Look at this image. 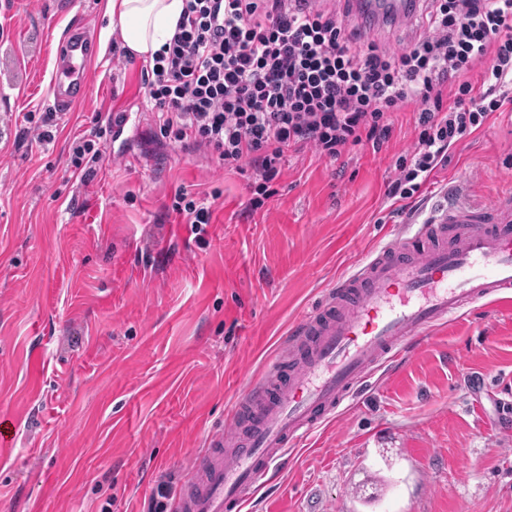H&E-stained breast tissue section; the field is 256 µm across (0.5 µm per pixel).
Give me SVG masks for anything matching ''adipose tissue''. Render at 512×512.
Returning <instances> with one entry per match:
<instances>
[{"label": "adipose tissue", "mask_w": 512, "mask_h": 512, "mask_svg": "<svg viewBox=\"0 0 512 512\" xmlns=\"http://www.w3.org/2000/svg\"><path fill=\"white\" fill-rule=\"evenodd\" d=\"M183 0H106L105 12L131 56L146 60L173 36Z\"/></svg>", "instance_id": "ef3b65f1"}]
</instances>
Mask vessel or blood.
Masks as SVG:
<instances>
[{"label":"vessel or blood","mask_w":512,"mask_h":512,"mask_svg":"<svg viewBox=\"0 0 512 512\" xmlns=\"http://www.w3.org/2000/svg\"><path fill=\"white\" fill-rule=\"evenodd\" d=\"M373 18L400 17L410 0H361ZM51 77L56 111L86 101L96 45L72 28ZM512 306V191L489 205L447 198L367 254L251 378L183 485L179 512H243L290 448L371 378L404 360L449 319L481 305Z\"/></svg>","instance_id":"vessel-or-blood-1"}]
</instances>
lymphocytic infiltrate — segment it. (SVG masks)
<instances>
[{"label":"lymphocytic infiltrate","mask_w":512,"mask_h":512,"mask_svg":"<svg viewBox=\"0 0 512 512\" xmlns=\"http://www.w3.org/2000/svg\"><path fill=\"white\" fill-rule=\"evenodd\" d=\"M184 2L143 67L145 98L163 138L215 153L225 171L251 168L250 212L275 195L289 153L381 150L411 102L416 136L387 195L414 198L450 147L512 101V0H418L395 49L352 0L339 11L325 0Z\"/></svg>","instance_id":"lymphocytic-infiltrate-1"}]
</instances>
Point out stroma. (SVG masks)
I'll return each instance as SVG.
<instances>
[{
    "instance_id": "1",
    "label": "stroma",
    "mask_w": 512,
    "mask_h": 512,
    "mask_svg": "<svg viewBox=\"0 0 512 512\" xmlns=\"http://www.w3.org/2000/svg\"><path fill=\"white\" fill-rule=\"evenodd\" d=\"M0 0V512H148L175 504L214 432L290 326L399 225L386 196L416 104L387 149L342 163L289 155L278 193L245 213V176L157 138L140 60L109 33L105 0ZM82 25L107 41L92 95L52 111L57 51ZM127 112L123 133L109 116ZM102 137H95L96 129ZM109 159L90 182L74 137ZM219 191L194 239L175 191ZM512 188V104L448 151L412 201L474 204ZM512 310L435 329L409 360L292 450L244 512H512Z\"/></svg>"
}]
</instances>
